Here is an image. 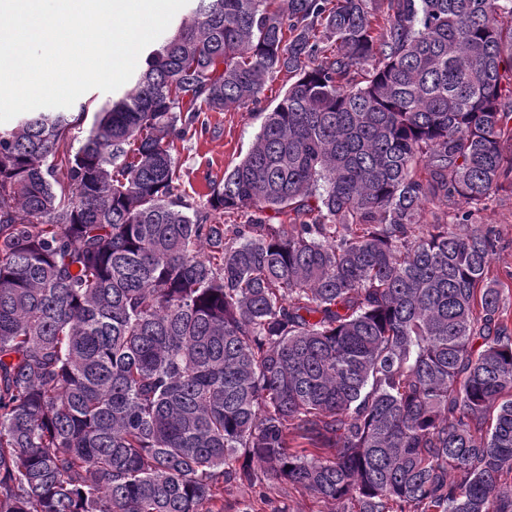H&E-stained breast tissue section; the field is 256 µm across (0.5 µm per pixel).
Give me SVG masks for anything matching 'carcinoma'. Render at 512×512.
I'll list each match as a JSON object with an SVG mask.
<instances>
[{"mask_svg":"<svg viewBox=\"0 0 512 512\" xmlns=\"http://www.w3.org/2000/svg\"><path fill=\"white\" fill-rule=\"evenodd\" d=\"M282 72L190 200L175 143ZM506 140L512 0H196L116 98L0 129V512H223L257 467L344 512H512L498 237L464 230Z\"/></svg>","mask_w":512,"mask_h":512,"instance_id":"cac0c4a2","label":"carcinoma"}]
</instances>
